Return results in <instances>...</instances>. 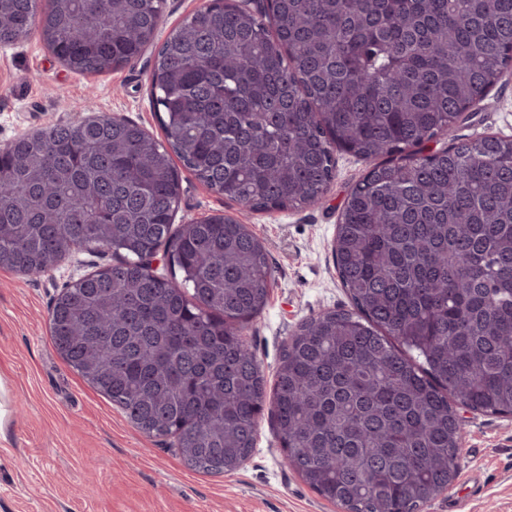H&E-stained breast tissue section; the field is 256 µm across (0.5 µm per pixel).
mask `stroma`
I'll list each match as a JSON object with an SVG mask.
<instances>
[{"mask_svg": "<svg viewBox=\"0 0 512 512\" xmlns=\"http://www.w3.org/2000/svg\"><path fill=\"white\" fill-rule=\"evenodd\" d=\"M154 46L133 65L84 76L65 68L39 31L0 47V149L16 138L87 111L163 132L151 98ZM512 139V74L458 123L450 141ZM370 161L337 152L336 175L321 203L292 211H251L181 171L176 224L223 215L247 224L273 270L265 309L244 338L266 382H273L290 338L307 318L350 309L333 253L336 225L351 187ZM111 253H70L53 269L23 275L0 268V378L12 417L0 439V512H337L287 467L269 413L256 446L234 474L188 468L168 442L138 431L125 414L59 355L49 310L65 285L110 265ZM461 470L424 512H512V415L465 409Z\"/></svg>", "mask_w": 512, "mask_h": 512, "instance_id": "1", "label": "stroma"}]
</instances>
